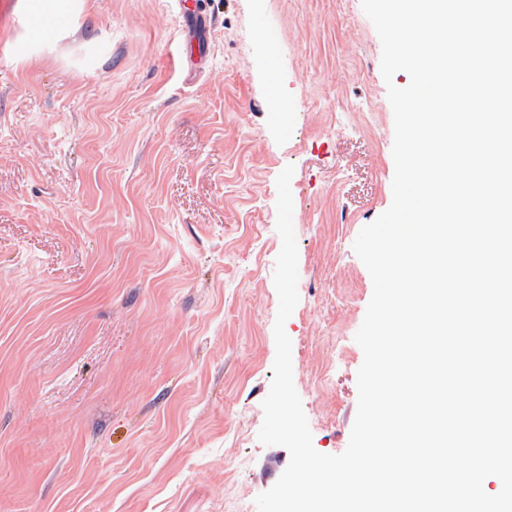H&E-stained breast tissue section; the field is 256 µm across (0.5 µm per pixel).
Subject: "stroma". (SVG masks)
I'll use <instances>...</instances> for the list:
<instances>
[{
  "mask_svg": "<svg viewBox=\"0 0 512 512\" xmlns=\"http://www.w3.org/2000/svg\"><path fill=\"white\" fill-rule=\"evenodd\" d=\"M88 0L56 39L0 0V512H258L273 377L278 175L299 302L285 324L319 452L350 440L372 297L354 251L391 205L394 115L361 0ZM193 0H179V9L176 16L179 23L176 24L178 37L177 56L182 66L186 64V56L197 65L203 64L210 54L209 32L211 20L207 13L199 7L197 10L188 7L186 4Z\"/></svg>",
  "mask_w": 512,
  "mask_h": 512,
  "instance_id": "35a3bbf8",
  "label": "stroma"
}]
</instances>
